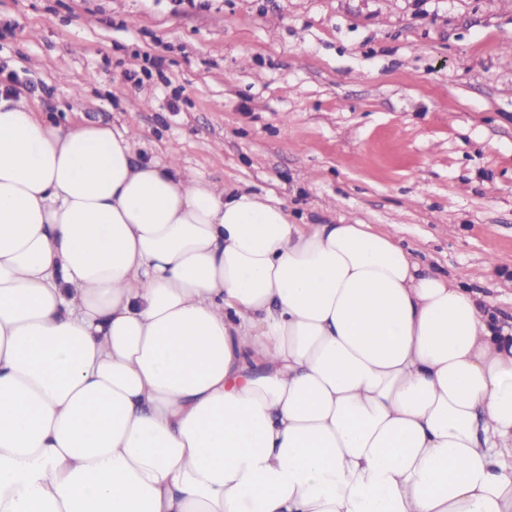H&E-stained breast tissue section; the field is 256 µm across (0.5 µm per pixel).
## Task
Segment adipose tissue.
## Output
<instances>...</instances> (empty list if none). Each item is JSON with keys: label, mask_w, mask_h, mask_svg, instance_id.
<instances>
[{"label": "adipose tissue", "mask_w": 512, "mask_h": 512, "mask_svg": "<svg viewBox=\"0 0 512 512\" xmlns=\"http://www.w3.org/2000/svg\"><path fill=\"white\" fill-rule=\"evenodd\" d=\"M137 140L0 98V512H512L483 292Z\"/></svg>", "instance_id": "1"}]
</instances>
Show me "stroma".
I'll return each mask as SVG.
<instances>
[{"instance_id":"1","label":"stroma","mask_w":512,"mask_h":512,"mask_svg":"<svg viewBox=\"0 0 512 512\" xmlns=\"http://www.w3.org/2000/svg\"><path fill=\"white\" fill-rule=\"evenodd\" d=\"M136 161L394 226L512 323V0H0V85Z\"/></svg>"}]
</instances>
